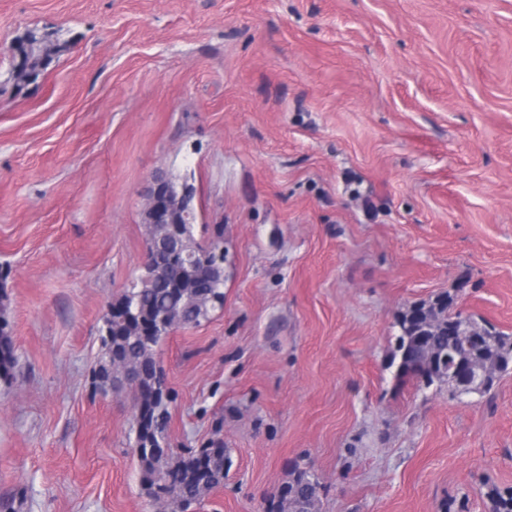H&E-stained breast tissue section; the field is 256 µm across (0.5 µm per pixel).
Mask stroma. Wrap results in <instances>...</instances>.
Returning <instances> with one entry per match:
<instances>
[{
  "instance_id": "1",
  "label": "stroma",
  "mask_w": 512,
  "mask_h": 512,
  "mask_svg": "<svg viewBox=\"0 0 512 512\" xmlns=\"http://www.w3.org/2000/svg\"><path fill=\"white\" fill-rule=\"evenodd\" d=\"M34 31L48 69L17 83ZM224 242V306L157 348L174 454L220 442L194 512H492L512 373L397 381L396 318L446 292L512 336V0H0V379L13 512H167L93 393L105 305L140 272L157 171ZM10 49L15 77L20 82L36 81L53 59V48L42 46L32 35L18 38ZM0 308V377H9L17 363V356L9 332V323ZM281 487L285 493L278 498L273 497L269 512L316 511L318 478L315 479L306 470L295 468Z\"/></svg>"
}]
</instances>
